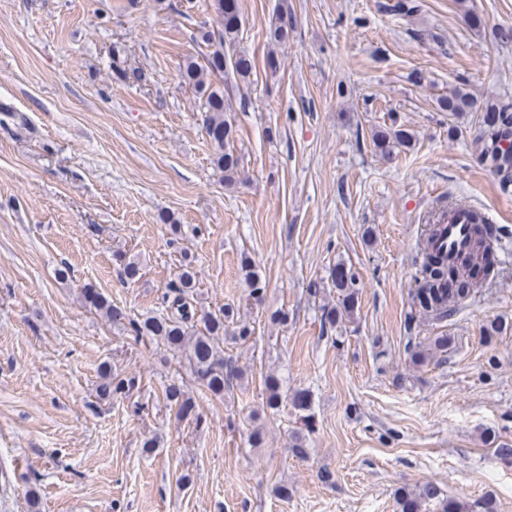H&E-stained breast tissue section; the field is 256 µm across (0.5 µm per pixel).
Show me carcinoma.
Listing matches in <instances>:
<instances>
[{
	"mask_svg": "<svg viewBox=\"0 0 512 512\" xmlns=\"http://www.w3.org/2000/svg\"><path fill=\"white\" fill-rule=\"evenodd\" d=\"M381 8L389 13L410 17L418 11L416 0H395L384 3ZM239 34V26L223 23L218 32L205 30L201 39L214 50L206 56L205 65L190 61L184 67V78L192 84L200 95V109L206 113L204 128L214 149L215 163L224 171L227 182L234 180L238 160L230 149L235 130L232 123L224 118V85L212 81L211 76L217 72L230 78L234 74L246 78L252 70L251 60L243 55L226 58L224 45L233 44ZM474 102L470 96L461 91L440 100V108L445 112H464L473 109ZM512 134V113L498 112L486 122L482 131L484 158L492 160L504 182L512 179V164L500 155V143ZM410 142L409 134L403 129L378 131L373 134V144L379 155L390 158L393 149ZM448 219V210L438 209L429 213L423 239L417 253L415 265V288L411 291V304L408 320L416 316L430 317L437 321L448 319L453 314L452 305L461 304L475 297L480 285L472 280V272H461L448 266L442 258L429 251L428 240L432 239L438 225ZM487 221L479 211H474V228L478 238V248L488 250L487 243L494 237L485 233ZM244 280L250 288V298H258L264 291V282L259 270L246 260L242 264ZM329 278L332 287L338 291V304L322 307V328H335L337 317L353 315L358 288L354 274L347 270L345 263L339 262L330 269ZM195 274L191 263L183 264L179 281L169 292L162 296V310L146 314L139 318H126L123 311L112 305L101 292L86 285L81 289V298L85 305L94 308L112 322L128 320L135 338L150 337L171 351L186 354L191 374L202 389L214 396H224L230 388L231 379L240 376V370L224 358V341L247 342L252 336L250 323L241 320L234 308L226 306L219 312L200 311L194 305ZM448 349V337L439 336L433 346L412 351V359L426 361L436 353ZM138 386L135 376H121L113 373L112 368L104 366L99 374L97 391L103 399L126 395ZM267 393V407L277 410L283 403L285 395L281 392L279 379L269 375L264 381ZM165 398L170 407L177 408V417H188L195 408L191 398L185 395L182 386L173 381L165 386ZM438 497L437 489L432 483H425L401 498L402 512H419L423 504Z\"/></svg>",
	"mask_w": 512,
	"mask_h": 512,
	"instance_id": "1",
	"label": "carcinoma"
}]
</instances>
